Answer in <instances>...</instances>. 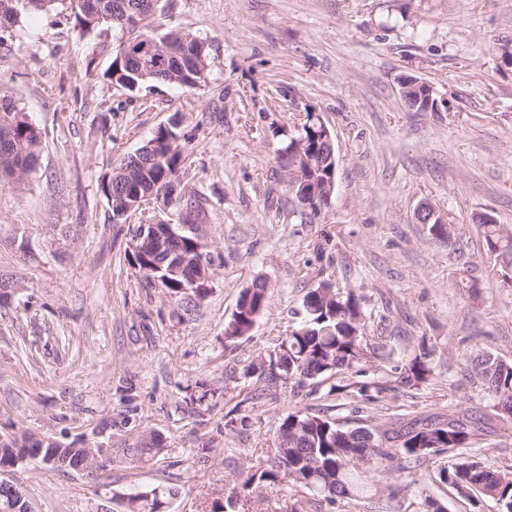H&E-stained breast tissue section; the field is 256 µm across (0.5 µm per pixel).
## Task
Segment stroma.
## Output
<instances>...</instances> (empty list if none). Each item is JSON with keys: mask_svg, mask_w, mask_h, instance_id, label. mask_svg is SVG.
Returning a JSON list of instances; mask_svg holds the SVG:
<instances>
[{"mask_svg": "<svg viewBox=\"0 0 512 512\" xmlns=\"http://www.w3.org/2000/svg\"><path fill=\"white\" fill-rule=\"evenodd\" d=\"M153 26L207 37L198 88L112 83L118 32H80L59 11L22 16L0 42V99L41 133L35 168L0 178V276L12 282L0 298V440L112 457L91 474L17 466L8 477L37 512H124L128 495L156 487L170 492L165 512H209L275 447L288 414L326 403L347 417L342 397L289 380L255 398L243 375L324 281L355 292L368 335L429 352V381L384 392L392 412L484 406L470 356L512 361V288L476 232L484 214L512 227V0H166ZM406 75L431 86L438 111L407 109ZM312 116L336 152L334 193L315 213L278 159ZM172 122L184 147L176 181L201 206L211 257L208 293L188 314L133 260L140 227L183 223L182 205L150 200L116 217L103 192L113 167ZM425 202L460 229L463 254L417 221ZM257 278L264 312L225 341ZM235 409L246 425H227ZM150 435L163 451L132 460ZM464 454L512 470V425L489 422ZM240 506L368 512L285 484L250 488Z\"/></svg>", "mask_w": 512, "mask_h": 512, "instance_id": "35a3bbf8", "label": "stroma"}]
</instances>
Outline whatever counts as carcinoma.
Returning a JSON list of instances; mask_svg holds the SVG:
<instances>
[{
	"label": "carcinoma",
	"instance_id": "carcinoma-1",
	"mask_svg": "<svg viewBox=\"0 0 512 512\" xmlns=\"http://www.w3.org/2000/svg\"><path fill=\"white\" fill-rule=\"evenodd\" d=\"M69 10L74 26L89 31L101 25L117 30L128 44L139 45L149 39L168 56L165 69L155 68L148 58L115 57L107 76L117 84L133 90L148 83H167L186 89L198 84L188 82L187 61L208 72L209 44L203 37L190 38V33L170 30L162 34L150 32L155 12L147 0H0V41L11 36L23 13H49L59 7ZM321 124L312 122L303 127L301 137L308 150L321 145ZM10 135L12 148H0V176L22 179L36 165L41 146L38 129L26 114L8 101L0 100V137ZM177 152L163 164H142L135 170L141 194L159 199L163 183L174 178L181 162ZM304 190L322 194L326 171L305 169ZM494 267L502 282L512 288V228L494 222L478 224ZM430 232L448 242L452 250L461 249L462 241L454 224H432ZM166 256L152 245L143 247L135 256L137 266L148 278L160 281L167 293L184 300L180 285L168 281L157 271V264ZM322 293H309L303 302V317L286 339L265 359L251 363L246 374L265 383L260 394L277 386L281 379H290L298 387L311 381L326 386V395H345L353 421H342L326 411L296 412L282 420L278 427L276 447L266 460L246 475L241 483L245 490L254 484L271 486L286 478L305 488L316 500L327 504L340 501L359 502L380 499L390 489L387 480L409 477L411 483L425 493V502L435 501L426 494V481L436 473L439 482L467 499L472 492L495 500L501 512H512V470L501 471L463 458L449 465L430 469L437 456L460 448H472L483 435L484 421L512 418V361L484 351L476 359L475 370L488 401L489 411L472 414L451 413L448 416L418 414L411 417H379L380 394L387 390L383 380L397 384L416 385L428 379L433 371L430 354L423 352L405 361L399 347L387 344L380 337L365 334L366 318L358 299L351 291L342 292L328 282L320 284ZM268 302V286L261 280L243 289L237 309L225 328V339L234 341L249 334ZM31 444L0 441V464L14 453L29 451V460L40 464L38 448ZM161 450V441L154 437L141 439L130 449L136 460L148 461ZM60 454L63 471H76L87 458L84 448L45 446L43 454ZM162 489L154 488L127 497L126 512H162Z\"/></svg>",
	"mask_w": 512,
	"mask_h": 512
}]
</instances>
